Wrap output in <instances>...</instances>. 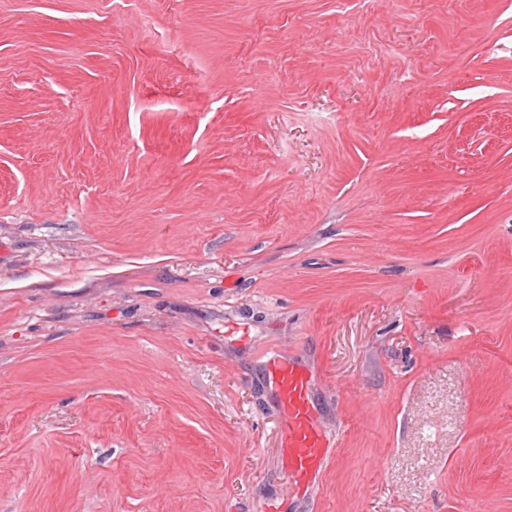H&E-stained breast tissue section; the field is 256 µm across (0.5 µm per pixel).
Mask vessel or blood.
Here are the masks:
<instances>
[{
  "label": "vessel or blood",
  "instance_id": "obj_1",
  "mask_svg": "<svg viewBox=\"0 0 512 512\" xmlns=\"http://www.w3.org/2000/svg\"><path fill=\"white\" fill-rule=\"evenodd\" d=\"M273 378L282 415L285 464L295 485L311 486L327 458V445L309 399L308 374L303 367L284 362L274 367Z\"/></svg>",
  "mask_w": 512,
  "mask_h": 512
}]
</instances>
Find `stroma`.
<instances>
[{
  "label": "stroma",
  "instance_id": "stroma-1",
  "mask_svg": "<svg viewBox=\"0 0 512 512\" xmlns=\"http://www.w3.org/2000/svg\"><path fill=\"white\" fill-rule=\"evenodd\" d=\"M0 512H512V0H0ZM273 378L282 415L284 461L295 485L308 488L315 484L328 448L309 399V377L303 367L284 362L274 367Z\"/></svg>",
  "mask_w": 512,
  "mask_h": 512
}]
</instances>
